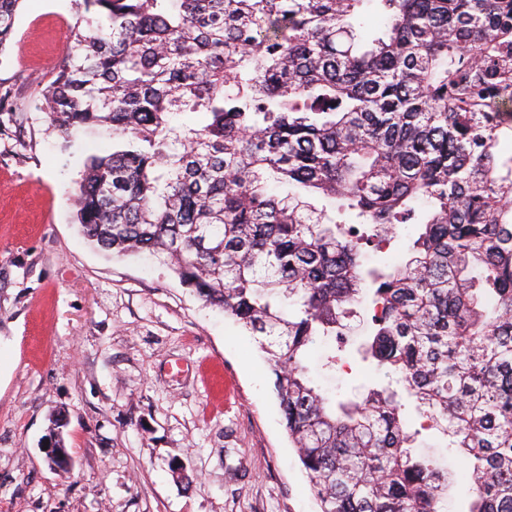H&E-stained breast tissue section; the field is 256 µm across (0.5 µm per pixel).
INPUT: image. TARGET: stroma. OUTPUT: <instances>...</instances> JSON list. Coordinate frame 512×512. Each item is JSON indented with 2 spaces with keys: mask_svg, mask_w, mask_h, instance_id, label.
Masks as SVG:
<instances>
[{
  "mask_svg": "<svg viewBox=\"0 0 512 512\" xmlns=\"http://www.w3.org/2000/svg\"><path fill=\"white\" fill-rule=\"evenodd\" d=\"M75 0H22L0 56L18 128L0 134V512H319L290 442L273 376L253 336L147 256L116 258L75 222L76 188L101 131L62 136L37 109L77 21ZM418 227L367 245L382 268L407 257ZM354 332L312 346L307 365L336 400L395 386L365 360ZM402 414L419 450L449 473L443 512H466L452 436ZM64 413L71 467L44 449Z\"/></svg>",
  "mask_w": 512,
  "mask_h": 512,
  "instance_id": "obj_1",
  "label": "stroma"
}]
</instances>
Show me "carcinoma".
<instances>
[{
  "label": "carcinoma",
  "mask_w": 512,
  "mask_h": 512,
  "mask_svg": "<svg viewBox=\"0 0 512 512\" xmlns=\"http://www.w3.org/2000/svg\"><path fill=\"white\" fill-rule=\"evenodd\" d=\"M38 110L103 127L76 193L86 240L165 258L267 354L319 512H442L448 469L415 452L396 391L336 404L311 345L370 297L365 352L463 449L468 512H512V0H77ZM21 0H0V52ZM204 116L200 128L173 117ZM372 225L429 210L409 258L268 193L267 174ZM294 313L285 316L282 307ZM418 224H397L394 238L388 244L378 248L371 244H364L363 262L366 268H384L408 256L409 246L417 237ZM371 245V246H370Z\"/></svg>",
  "instance_id": "carcinoma-1"
}]
</instances>
